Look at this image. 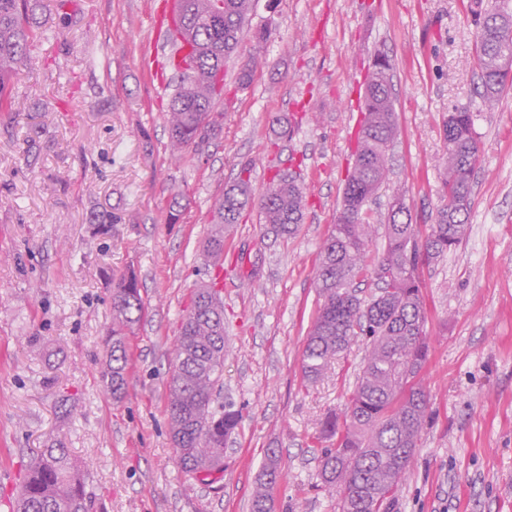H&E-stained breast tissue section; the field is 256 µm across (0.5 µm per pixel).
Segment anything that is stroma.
<instances>
[{
    "instance_id": "stroma-1",
    "label": "stroma",
    "mask_w": 512,
    "mask_h": 512,
    "mask_svg": "<svg viewBox=\"0 0 512 512\" xmlns=\"http://www.w3.org/2000/svg\"><path fill=\"white\" fill-rule=\"evenodd\" d=\"M165 0H37L43 35L0 112V495L32 449L62 436L85 466L93 512H250L268 449L273 512H340L319 460L320 420L343 411L367 354L356 342L316 383L300 356L378 55L393 64L397 138L367 207L383 224L403 189L420 225L444 205L448 113L474 116L479 163L463 243L423 267L430 400L391 512H512V86L484 102L470 0H255L224 62L234 104L216 134L173 160L165 113L179 74L156 36ZM273 35L256 45L252 34ZM261 67L237 89L250 54ZM262 189L279 171L305 193L288 236L246 209L224 235V271L202 243L243 163ZM181 208L170 215L173 194ZM134 271L146 312L122 403L102 380L112 278ZM224 300V390L241 412L224 470L184 472L168 427L172 347L201 283Z\"/></svg>"
}]
</instances>
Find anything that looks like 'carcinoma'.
<instances>
[{"label": "carcinoma", "instance_id": "carcinoma-1", "mask_svg": "<svg viewBox=\"0 0 512 512\" xmlns=\"http://www.w3.org/2000/svg\"><path fill=\"white\" fill-rule=\"evenodd\" d=\"M212 0H175L174 32L190 47L172 95L166 120L170 148L182 153L201 136V125L215 129V105L229 104L224 91V59L239 45L242 25L254 0H224L216 17ZM476 27V64L485 102L491 106L512 81V11L495 13L483 0H471ZM38 37L30 0H0V110L12 108L4 88L17 71L32 62ZM369 73L364 92V122L357 138L353 169L345 184L336 224L320 248L315 284L321 299L301 353L303 377L318 381L332 362L358 338L367 341L368 355L342 416L330 415L320 434L333 440L320 459V478L338 493L341 512H391L393 491L406 473L397 464L412 457L419 435L430 418L429 397L411 380L409 368L427 361L426 315L420 296V269L459 245L467 234L473 175L479 161L478 140L469 112H451L443 121L444 149L440 161L447 202L434 223L421 231L413 223L404 192L388 208L381 255L369 256L374 225L367 205L387 179V156L397 127L390 60ZM259 66L251 55L241 66L237 83L248 86ZM258 208L260 223L292 235L303 220V190L295 176L278 173L255 192L251 166L244 164L211 210V229L203 250L217 267L224 261V227L237 223L242 210ZM374 278L379 294L365 302L354 285ZM218 282L196 289L182 316L179 339L185 356L174 359L168 386V420L180 467L201 479L224 464V444L240 428L242 415L219 402L224 387V305ZM145 313L135 275L112 279V346L103 380L115 402L127 393V339ZM279 476L276 451L267 453L251 512H272V490ZM7 512H92L81 464L61 438L29 458L20 493L7 500Z\"/></svg>", "mask_w": 512, "mask_h": 512}]
</instances>
